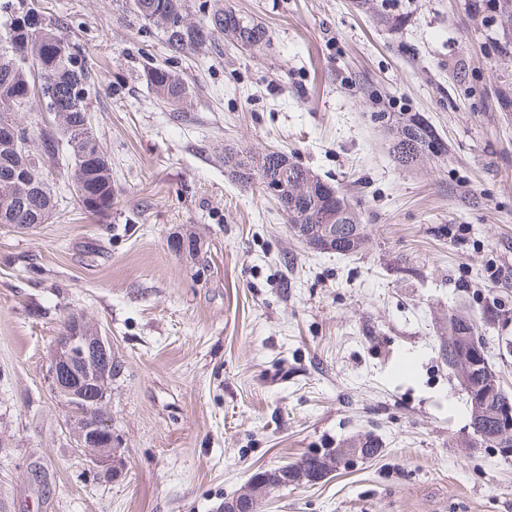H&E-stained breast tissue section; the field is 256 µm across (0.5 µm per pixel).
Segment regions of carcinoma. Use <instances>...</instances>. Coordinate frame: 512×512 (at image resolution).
I'll return each instance as SVG.
<instances>
[{"label": "carcinoma", "mask_w": 512, "mask_h": 512, "mask_svg": "<svg viewBox=\"0 0 512 512\" xmlns=\"http://www.w3.org/2000/svg\"><path fill=\"white\" fill-rule=\"evenodd\" d=\"M490 20L501 35L499 51L512 57V0H487ZM0 9L7 18L0 22V118L13 119L12 125L0 129V224H31L38 227L49 223L56 210L50 183L43 175L45 158L55 155L60 148L75 158L69 170L81 208L91 215H104L112 209V167L105 153L96 143L89 116V99L95 88V71L85 54L73 43L63 27L36 17V9L29 0H5ZM137 16L159 29L170 56L205 52L215 41V34L254 47L269 41L266 29L245 21L231 8L214 4L201 5L202 17L189 20V0H133ZM39 82H33V78ZM146 80L155 96L173 110H181L190 97L191 89L183 78L167 66L148 69ZM41 98L47 112L61 134V141L43 140L42 148L32 150L35 144L33 123L18 121L20 112L35 111L36 98ZM437 139L433 127L419 118H410L402 126L397 141L391 147L398 166L409 169L425 155V147ZM288 163L300 173L302 184L313 190L316 199L325 196L320 191L336 190L309 169L293 161L280 151L267 153L261 159L244 151L224 153V169L238 183L263 184L275 175L276 169ZM345 217L341 227L346 232L336 237L335 250L346 254L360 250L368 237L367 225L362 220L360 207L342 192L334 198ZM303 203L294 195L280 202L291 231L305 245L322 236L319 213L322 207L314 205L307 215ZM448 363L466 357L474 339L481 336L480 325L473 318L448 313ZM490 376L486 368L477 367L469 376L468 390L478 396L487 388ZM475 440L485 448L499 447L498 438L506 428L496 401L488 403L478 417L470 418ZM343 447L358 448V457L368 458L378 452L376 441L370 436L357 437L343 443ZM329 449L315 450L292 465L294 472L283 477L279 485L307 484L309 474L319 470Z\"/></svg>", "instance_id": "obj_1"}]
</instances>
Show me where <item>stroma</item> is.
<instances>
[{
  "instance_id": "obj_1",
  "label": "stroma",
  "mask_w": 512,
  "mask_h": 512,
  "mask_svg": "<svg viewBox=\"0 0 512 512\" xmlns=\"http://www.w3.org/2000/svg\"><path fill=\"white\" fill-rule=\"evenodd\" d=\"M97 66L90 118L112 209L44 173L50 223L0 226V512H220L257 469L368 435L376 456L274 489L258 512H512V456L468 443L443 354L449 309H512V59L484 0H224L270 43L170 58L132 0H36ZM179 72L184 111L148 68ZM445 155L403 170L402 118ZM281 150L357 202L369 243L318 254L224 148ZM203 243L198 258L167 246ZM122 370L107 410L125 471L94 478L52 393L68 314ZM146 80L158 99L175 111L183 110L191 89L175 71L167 66H154L148 69Z\"/></svg>"
}]
</instances>
